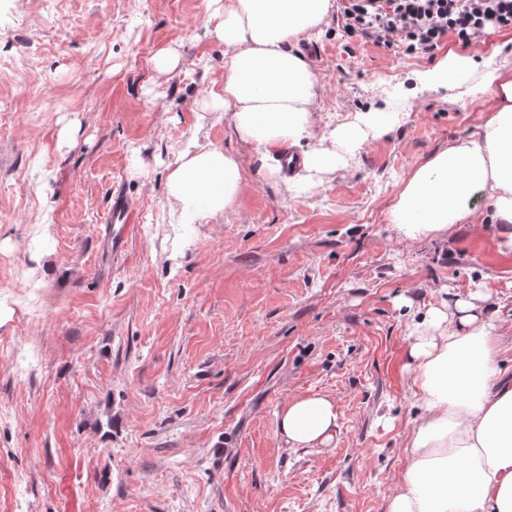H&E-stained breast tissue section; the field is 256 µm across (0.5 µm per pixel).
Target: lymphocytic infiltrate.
Segmentation results:
<instances>
[{
	"mask_svg": "<svg viewBox=\"0 0 512 512\" xmlns=\"http://www.w3.org/2000/svg\"><path fill=\"white\" fill-rule=\"evenodd\" d=\"M343 31L386 48L436 50L446 36L469 46L488 27L512 28V0H348Z\"/></svg>",
	"mask_w": 512,
	"mask_h": 512,
	"instance_id": "obj_1",
	"label": "lymphocytic infiltrate"
}]
</instances>
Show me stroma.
<instances>
[{
	"label": "stroma",
	"mask_w": 512,
	"mask_h": 512,
	"mask_svg": "<svg viewBox=\"0 0 512 512\" xmlns=\"http://www.w3.org/2000/svg\"><path fill=\"white\" fill-rule=\"evenodd\" d=\"M342 10L296 45L315 132L388 99L400 119L306 189L213 109L232 51L210 0H0V512H386L422 415L410 309L483 289L512 373V252L488 210L415 241L388 217L485 118L417 73L451 50L512 59V29L408 55L347 42ZM192 140L242 181L185 224L168 176ZM116 183L140 210L118 254ZM317 393L332 443L287 447L280 412Z\"/></svg>",
	"instance_id": "obj_1"
}]
</instances>
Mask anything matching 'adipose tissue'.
Returning a JSON list of instances; mask_svg holds the SVG:
<instances>
[{"instance_id":"ef3b65f1","label":"adipose tissue","mask_w":512,"mask_h":512,"mask_svg":"<svg viewBox=\"0 0 512 512\" xmlns=\"http://www.w3.org/2000/svg\"><path fill=\"white\" fill-rule=\"evenodd\" d=\"M329 6L330 0H227L214 33L232 55L215 99L242 141L269 150L312 137L316 77L293 47ZM474 74L486 97L478 135L421 164L389 221L403 238L436 237L466 223L482 201L512 249V67L492 55L478 63L451 51L425 78L433 88L453 90ZM398 120V113L377 108L323 132L325 146L304 154V185L315 187L319 175L344 167ZM240 182L234 155L198 146L179 154L169 190L183 216L214 217L233 205ZM496 312L478 289L413 320L406 368L423 414L408 435L407 462L387 512H512V377L500 367ZM338 419L332 398L312 394L288 402L278 430L288 447L317 448L331 443Z\"/></svg>"}]
</instances>
